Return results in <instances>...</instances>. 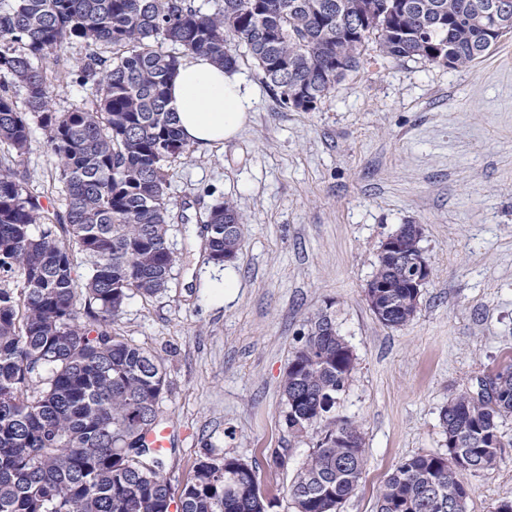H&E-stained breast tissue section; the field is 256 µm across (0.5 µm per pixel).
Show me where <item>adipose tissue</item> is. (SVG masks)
I'll list each match as a JSON object with an SVG mask.
<instances>
[{
	"label": "adipose tissue",
	"instance_id": "ef3b65f1",
	"mask_svg": "<svg viewBox=\"0 0 512 512\" xmlns=\"http://www.w3.org/2000/svg\"><path fill=\"white\" fill-rule=\"evenodd\" d=\"M169 105L184 138L201 147L231 139L250 117L248 94L236 74L202 55L179 66L170 84Z\"/></svg>",
	"mask_w": 512,
	"mask_h": 512
}]
</instances>
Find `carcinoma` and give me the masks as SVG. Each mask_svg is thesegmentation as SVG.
Here are the masks:
<instances>
[{"label":"carcinoma","mask_w":512,"mask_h":512,"mask_svg":"<svg viewBox=\"0 0 512 512\" xmlns=\"http://www.w3.org/2000/svg\"><path fill=\"white\" fill-rule=\"evenodd\" d=\"M489 0H0V512H268L256 471L236 456L197 463L178 491L146 445L166 389L161 361L112 330L133 293L168 287L167 166L189 151L169 108L182 58L202 54L229 72L233 39L282 106L319 108L357 70L370 37L393 59L466 68L512 26L491 34ZM85 53L68 64V44ZM89 85L94 100L59 112L55 86ZM25 89L23 104L9 86ZM44 130L66 216L28 191L23 157L30 121ZM206 260L238 254L243 219L234 203L206 211ZM422 237L401 236V257L377 256L370 309L398 328L416 314L412 261ZM89 264L75 277L74 254ZM355 367L349 342L325 310L307 320L283 379L285 422L313 451L288 486L293 512H339L364 468V437L333 415ZM512 415V361L483 392L461 391L440 411L444 454L402 459L376 512H466L456 473L492 466Z\"/></svg>","instance_id":"obj_1"}]
</instances>
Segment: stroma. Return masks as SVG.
<instances>
[{"label":"stroma","mask_w":512,"mask_h":512,"mask_svg":"<svg viewBox=\"0 0 512 512\" xmlns=\"http://www.w3.org/2000/svg\"><path fill=\"white\" fill-rule=\"evenodd\" d=\"M233 51L249 122L169 164L172 279L162 294L131 295L114 329L165 368L172 486L199 461L232 455L255 469L269 512H290L285 491L317 433L288 431L282 382L307 319L328 310L356 357L334 414L365 439L359 487L340 512H375L402 458L445 452L439 412L449 397L512 359V36L457 69L388 58L369 41L361 67L313 112L283 108L241 46ZM51 158L32 126L28 187L62 214ZM220 197L245 220L224 267L206 262L200 222ZM403 224L422 225L432 275L413 320L390 328L365 288ZM502 431L494 465L457 475L466 512L512 500V416Z\"/></svg>","instance_id":"35a3bbf8"}]
</instances>
